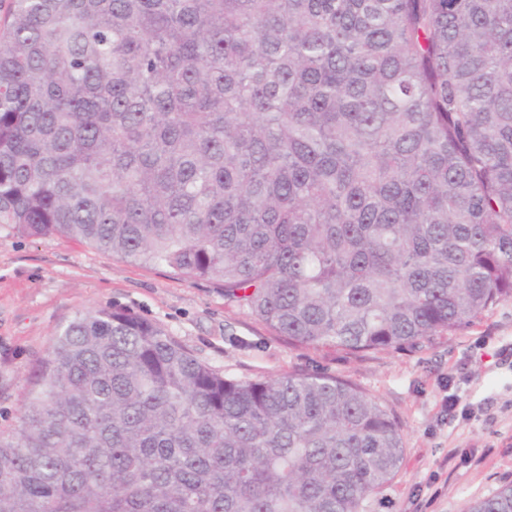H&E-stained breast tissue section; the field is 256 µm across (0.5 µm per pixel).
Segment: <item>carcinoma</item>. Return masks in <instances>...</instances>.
<instances>
[{"mask_svg":"<svg viewBox=\"0 0 512 512\" xmlns=\"http://www.w3.org/2000/svg\"><path fill=\"white\" fill-rule=\"evenodd\" d=\"M0 226L214 281L300 346L448 335L512 298V0H11ZM404 454L348 380H239L104 307L0 430V512H365Z\"/></svg>","mask_w":512,"mask_h":512,"instance_id":"cac0c4a2","label":"carcinoma"}]
</instances>
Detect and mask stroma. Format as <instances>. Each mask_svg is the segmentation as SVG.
<instances>
[{
	"label": "stroma",
	"instance_id": "1",
	"mask_svg": "<svg viewBox=\"0 0 512 512\" xmlns=\"http://www.w3.org/2000/svg\"><path fill=\"white\" fill-rule=\"evenodd\" d=\"M112 306L158 323L198 360L236 378L327 373L381 402L399 421L406 452L368 512H466L512 486V298L415 350L354 357L275 335L214 282L0 227V430L15 427L55 330Z\"/></svg>",
	"mask_w": 512,
	"mask_h": 512
}]
</instances>
